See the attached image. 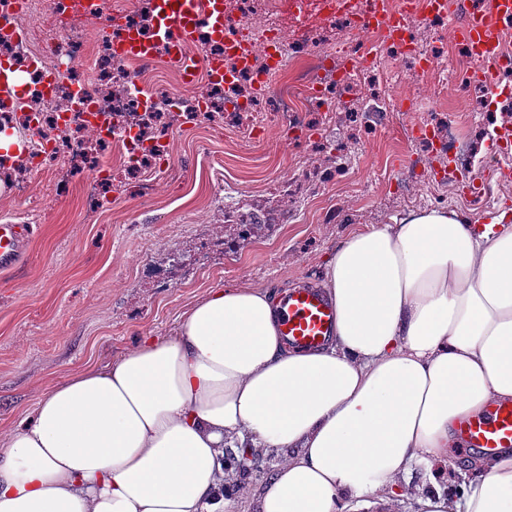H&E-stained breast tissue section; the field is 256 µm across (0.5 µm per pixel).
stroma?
Here are the masks:
<instances>
[{"mask_svg":"<svg viewBox=\"0 0 512 512\" xmlns=\"http://www.w3.org/2000/svg\"><path fill=\"white\" fill-rule=\"evenodd\" d=\"M387 73L401 77L417 105L409 118H434V86L404 73L395 53L379 48ZM449 113L487 168L512 167V156L492 151L482 138L484 115L455 83ZM333 156L269 133L250 142L230 129L174 127V163L142 195L131 185L112 188L102 206L88 205L80 184L55 189L54 171L31 176L29 198L0 187V222L32 227L28 250L15 270L0 269V435L33 415L41 393L88 366H105L141 336H168L182 313L207 289L248 283L278 294L305 281L321 282L337 244L359 226L390 224L410 210L433 206L473 216L512 203V180L491 179L480 199L460 183L433 191L419 186L407 207L402 186L419 175L421 143L395 131L331 125ZM326 172L317 196L299 193L281 206L287 219L276 235L253 238L241 260L224 256L238 229L224 215L223 176L240 194H262L267 181L288 176L309 181ZM239 477L224 492V512H251L270 470Z\"/></svg>","mask_w":512,"mask_h":512,"instance_id":"35a3bbf8","label":"stroma"}]
</instances>
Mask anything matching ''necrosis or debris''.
<instances>
[{
	"label": "necrosis or debris",
	"mask_w": 512,
	"mask_h": 512,
	"mask_svg": "<svg viewBox=\"0 0 512 512\" xmlns=\"http://www.w3.org/2000/svg\"><path fill=\"white\" fill-rule=\"evenodd\" d=\"M76 8H52L55 27L68 33L64 44L53 39L36 40L31 30L22 37L0 36V58L12 61L25 71L27 88L17 98L0 97V125L27 128L30 145L16 159L0 161V177L10 180L17 195L30 191L28 174L55 160L62 148H69L82 161L96 165L106 147L118 146L126 153L127 168L141 169L144 164L162 166L171 155L170 139L163 127L170 118H178L187 128L213 122L222 117L225 126L240 136L252 139L275 127L297 140H320L335 118V100L342 97L360 112L369 128L397 123L406 105L393 91L365 94L366 83L382 69L378 56L366 57L354 65V53L345 43L309 49L288 41L277 23L284 8L303 11L305 0H268L263 27L250 23V0H237L240 42L251 49L249 64H240L229 54L225 42L202 34L201 43L211 55L223 57L230 74L221 84L205 87L168 86L143 83L150 103L140 104L126 77L127 60L116 58L109 32L114 22H121L140 34L152 33L155 26L152 4L138 11L108 6L106 0H77ZM405 0H318L321 21L345 27L365 28V17L375 9L399 13ZM97 10L103 20V33L91 35L75 25L77 17ZM102 51L96 56L97 77L72 75L75 60L87 57L92 42ZM53 73L57 82L45 89V74ZM268 76L267 90L255 84L257 74ZM419 138L426 154L434 160L431 168L433 186L451 180L453 173L469 171L473 160L468 144L449 122L425 125Z\"/></svg>",
	"instance_id": "1"
}]
</instances>
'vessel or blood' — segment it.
Instances as JSON below:
<instances>
[{
    "label": "vessel or blood",
    "mask_w": 512,
    "mask_h": 512,
    "mask_svg": "<svg viewBox=\"0 0 512 512\" xmlns=\"http://www.w3.org/2000/svg\"><path fill=\"white\" fill-rule=\"evenodd\" d=\"M156 26L152 38H141L134 30L120 28L113 36L116 54L123 58L153 57L157 46L169 49V57L181 70L185 84H194L198 71H206L212 82L224 80V60L199 59L186 48L199 39L201 31L233 40L236 18L225 0H154ZM512 24V0H480L463 24L452 26L455 40L463 47L470 63V75L486 85L497 82L491 61L501 54L505 26ZM25 75L0 64V95L12 97L23 92ZM30 238L26 224H0V267L14 266ZM279 333L288 347L316 350L328 343L336 330L332 302L320 289L303 285L279 296L276 304ZM464 447L491 455L512 447V401L493 406L488 413L465 421L459 430Z\"/></svg>",
    "instance_id": "obj_1"
}]
</instances>
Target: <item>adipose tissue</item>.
Returning <instances> with one entry per match:
<instances>
[{
  "instance_id": "adipose-tissue-1",
  "label": "adipose tissue",
  "mask_w": 512,
  "mask_h": 512,
  "mask_svg": "<svg viewBox=\"0 0 512 512\" xmlns=\"http://www.w3.org/2000/svg\"><path fill=\"white\" fill-rule=\"evenodd\" d=\"M322 285L323 348L284 344L266 290L219 286L43 392L0 436V512H223L228 449L276 459L257 512H512V448L460 494L433 481L460 424L512 400V211L354 228Z\"/></svg>"
}]
</instances>
